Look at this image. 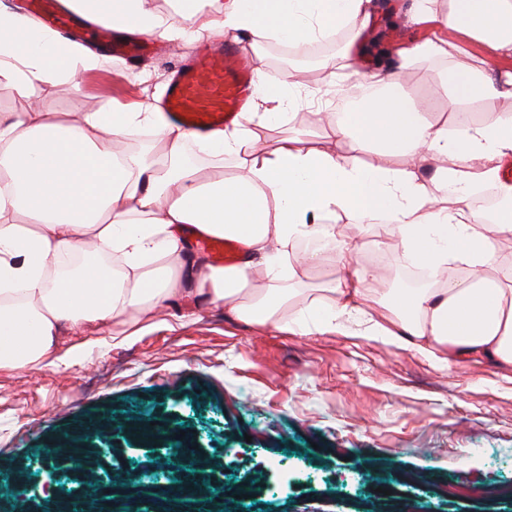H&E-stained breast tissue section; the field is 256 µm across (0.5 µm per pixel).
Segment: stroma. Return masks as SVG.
I'll return each instance as SVG.
<instances>
[{
    "mask_svg": "<svg viewBox=\"0 0 512 512\" xmlns=\"http://www.w3.org/2000/svg\"><path fill=\"white\" fill-rule=\"evenodd\" d=\"M387 0L359 37L343 34L327 55L355 59L363 82L376 67L367 46L386 30L385 69L430 94L442 61L406 66L413 41L438 36L465 53L477 43L448 29L409 27ZM192 36L165 51L113 59L81 76L83 91L46 83L27 93L0 87V112L37 106L60 114L155 102ZM343 112L317 66L287 105L317 136L318 108ZM130 342L89 327L78 363L0 369V468L28 495L0 512H127L131 499L166 512H512V366L467 359L441 369L413 345L360 332L295 334L246 322L224 306L176 318L164 306ZM154 424L159 439L140 426ZM193 452L196 492L175 499L169 460L180 439ZM59 448L56 458L41 451Z\"/></svg>",
    "mask_w": 512,
    "mask_h": 512,
    "instance_id": "1",
    "label": "stroma"
}]
</instances>
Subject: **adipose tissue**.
Listing matches in <instances>:
<instances>
[{"mask_svg":"<svg viewBox=\"0 0 512 512\" xmlns=\"http://www.w3.org/2000/svg\"><path fill=\"white\" fill-rule=\"evenodd\" d=\"M67 2L115 30L183 36L148 0ZM176 3L196 39L245 40L256 52L270 41L301 50L340 24L357 35L376 14L374 0ZM403 9L480 46L464 57L437 37L409 52L412 62L445 61L439 83L453 123L428 119L429 99L392 93L400 77L381 69L360 84L357 110L323 113L332 151L287 128L285 87L262 90L258 111L200 141L144 103L64 117L0 112V369L75 363L87 325L126 316L132 337L139 315L182 298L292 333L356 326L396 344L410 336L441 367L470 355L512 365V277L491 275L512 237V181L501 176L512 158V108L479 121L467 110L512 99V0H407ZM101 63L0 0V84L23 91L72 81ZM378 86L388 94H375ZM145 132L158 149L129 152ZM194 141L215 163H187ZM363 153L372 164H359ZM406 156L410 164L401 165ZM224 157L235 160L233 171ZM478 186L508 204L494 220L471 207ZM339 214L357 216L365 232L382 224L377 248L429 270V287L393 289L385 272L354 263L359 248L339 232ZM202 235L240 244L242 262H206ZM328 260L349 274L329 284L321 315L307 317L302 276Z\"/></svg>","mask_w":512,"mask_h":512,"instance_id":"adipose-tissue-1","label":"adipose tissue"}]
</instances>
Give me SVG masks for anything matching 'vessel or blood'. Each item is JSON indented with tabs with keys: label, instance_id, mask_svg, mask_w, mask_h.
I'll use <instances>...</instances> for the list:
<instances>
[{
	"label": "vessel or blood",
	"instance_id": "vessel-or-blood-1",
	"mask_svg": "<svg viewBox=\"0 0 512 512\" xmlns=\"http://www.w3.org/2000/svg\"><path fill=\"white\" fill-rule=\"evenodd\" d=\"M34 9L53 28L82 37L58 0H32ZM251 58L222 40L182 58L176 65L162 101L168 121L203 138L241 121L250 98L262 87ZM203 244L215 265L228 267L240 259L237 243L215 236Z\"/></svg>",
	"mask_w": 512,
	"mask_h": 512
}]
</instances>
